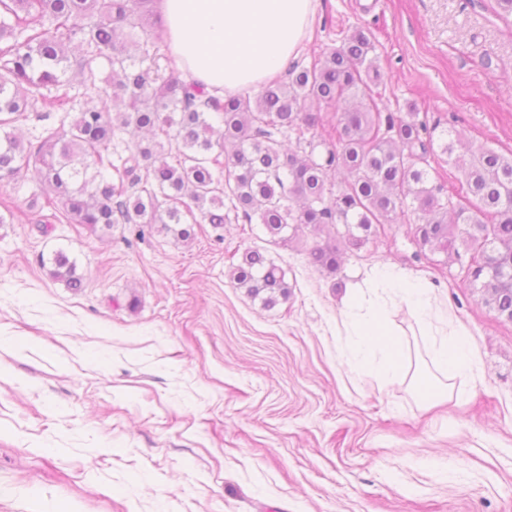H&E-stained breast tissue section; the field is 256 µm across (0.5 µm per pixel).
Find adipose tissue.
Wrapping results in <instances>:
<instances>
[{
	"label": "adipose tissue",
	"instance_id": "1",
	"mask_svg": "<svg viewBox=\"0 0 512 512\" xmlns=\"http://www.w3.org/2000/svg\"><path fill=\"white\" fill-rule=\"evenodd\" d=\"M164 30V46L184 79L203 85L213 94H233L259 88L268 79L285 73L302 50L312 24L316 0H155ZM392 274L383 273L372 308L361 319L365 336L391 339L384 362L389 375L406 376L418 389L421 373L412 372L410 339L405 331H392L380 320L387 306L386 291L395 289ZM404 300L422 336H440L437 350L441 386L432 400L445 402L453 396L454 379L478 381L479 370L466 353H451L448 341L459 331L451 316L434 309L424 284H411Z\"/></svg>",
	"mask_w": 512,
	"mask_h": 512
}]
</instances>
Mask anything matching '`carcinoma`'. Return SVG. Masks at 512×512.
<instances>
[{
    "label": "carcinoma",
    "mask_w": 512,
    "mask_h": 512,
    "mask_svg": "<svg viewBox=\"0 0 512 512\" xmlns=\"http://www.w3.org/2000/svg\"><path fill=\"white\" fill-rule=\"evenodd\" d=\"M152 0H0V179L23 187L22 169L43 178L46 204L73 224L159 225L175 239L199 224L263 225L270 241L303 230L316 238L310 262L329 275L364 248L381 224L417 219L421 248L469 255L467 280L484 305L512 322V154L479 146L459 169L456 200L431 178L430 160L452 156V130L434 131L414 105L384 111L373 34L359 27L338 47L261 87L255 98L212 95L166 59L147 5ZM82 54L72 59L67 44ZM103 59L112 96L95 90ZM314 104L334 111L317 131ZM26 112H57L58 124L25 144L8 128ZM295 136L297 150L284 147ZM124 153L112 158V147ZM144 175H138L139 171ZM342 224L338 237L322 238ZM50 275L73 289L83 276L62 252ZM266 307L288 300L284 270L248 248L230 273Z\"/></svg>",
    "instance_id": "carcinoma-1"
}]
</instances>
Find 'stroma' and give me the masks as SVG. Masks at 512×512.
<instances>
[{"label": "stroma", "instance_id": "stroma-1", "mask_svg": "<svg viewBox=\"0 0 512 512\" xmlns=\"http://www.w3.org/2000/svg\"><path fill=\"white\" fill-rule=\"evenodd\" d=\"M357 27L390 112L412 102L458 132L439 180L469 146L512 151V30L489 0H318L300 63ZM38 184L0 181V512H512V323L414 223L379 226L331 276L305 231L94 233L32 205ZM248 248L285 270L287 300L231 280ZM59 251L80 290L50 276ZM384 267L448 308L483 384L431 408L379 374L381 343L355 368L356 291Z\"/></svg>", "mask_w": 512, "mask_h": 512}]
</instances>
